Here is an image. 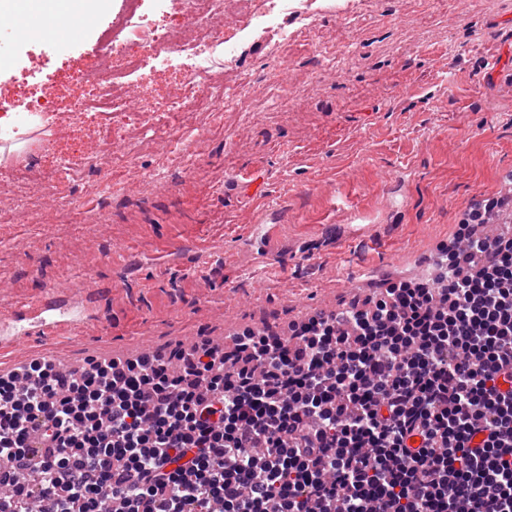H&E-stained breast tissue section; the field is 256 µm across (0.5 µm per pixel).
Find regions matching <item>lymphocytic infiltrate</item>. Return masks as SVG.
I'll use <instances>...</instances> for the list:
<instances>
[{"label":"lymphocytic infiltrate","instance_id":"1","mask_svg":"<svg viewBox=\"0 0 512 512\" xmlns=\"http://www.w3.org/2000/svg\"><path fill=\"white\" fill-rule=\"evenodd\" d=\"M231 345L0 377V512H512V237Z\"/></svg>","mask_w":512,"mask_h":512}]
</instances>
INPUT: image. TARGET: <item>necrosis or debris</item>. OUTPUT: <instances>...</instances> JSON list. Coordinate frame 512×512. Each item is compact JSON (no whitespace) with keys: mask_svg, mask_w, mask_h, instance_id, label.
Segmentation results:
<instances>
[{"mask_svg":"<svg viewBox=\"0 0 512 512\" xmlns=\"http://www.w3.org/2000/svg\"><path fill=\"white\" fill-rule=\"evenodd\" d=\"M145 0H124V7L113 20L99 45L96 67L80 70L72 80L84 88L85 95L72 106L76 112H96L103 120L122 114L124 92L143 60L131 54L135 45L151 49L159 65H169L180 57L184 76L170 101L162 107L149 108L146 123L154 132L170 131L179 113L219 112L224 104L254 109L255 104L239 87L214 81L217 66H232L240 38L252 33L275 37L282 54L281 74H288L292 58L287 52L300 34L294 20L304 16L301 0H236L242 23L232 31H218L208 23L211 16L223 14L225 0H157L172 5L181 15L196 22L193 38L183 39L142 10Z\"/></svg>","mask_w":512,"mask_h":512,"instance_id":"4bbe7bcc","label":"necrosis or debris"}]
</instances>
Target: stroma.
Masks as SVG:
<instances>
[{
  "mask_svg": "<svg viewBox=\"0 0 512 512\" xmlns=\"http://www.w3.org/2000/svg\"><path fill=\"white\" fill-rule=\"evenodd\" d=\"M25 43L0 61V99L26 100L16 74L63 78L92 65L122 0L78 33L18 13ZM296 66L277 79L267 41L244 37L226 83L263 104L215 122L185 112L177 133L65 112L0 151V309L59 288L81 298L59 366L171 349L200 337L223 345L242 324L284 325L350 300L347 266L412 268L478 199L512 174V0H315ZM77 159L70 181L49 177ZM37 210L43 223H27ZM279 225L275 250L245 238L256 213Z\"/></svg>",
  "mask_w": 512,
  "mask_h": 512,
  "instance_id": "stroma-1",
  "label": "stroma"
}]
</instances>
